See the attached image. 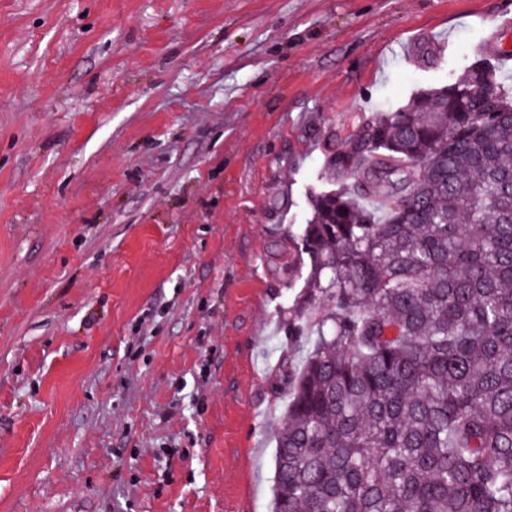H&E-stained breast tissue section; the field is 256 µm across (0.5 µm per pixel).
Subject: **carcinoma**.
<instances>
[{
	"instance_id": "carcinoma-1",
	"label": "carcinoma",
	"mask_w": 512,
	"mask_h": 512,
	"mask_svg": "<svg viewBox=\"0 0 512 512\" xmlns=\"http://www.w3.org/2000/svg\"><path fill=\"white\" fill-rule=\"evenodd\" d=\"M345 146L325 170L370 187L313 192L296 233L323 307L288 325L272 512H512V91L477 57Z\"/></svg>"
}]
</instances>
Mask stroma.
<instances>
[{
  "label": "stroma",
  "instance_id": "35a3bbf8",
  "mask_svg": "<svg viewBox=\"0 0 512 512\" xmlns=\"http://www.w3.org/2000/svg\"><path fill=\"white\" fill-rule=\"evenodd\" d=\"M512 0H0V512H270L325 156Z\"/></svg>",
  "mask_w": 512,
  "mask_h": 512
}]
</instances>
